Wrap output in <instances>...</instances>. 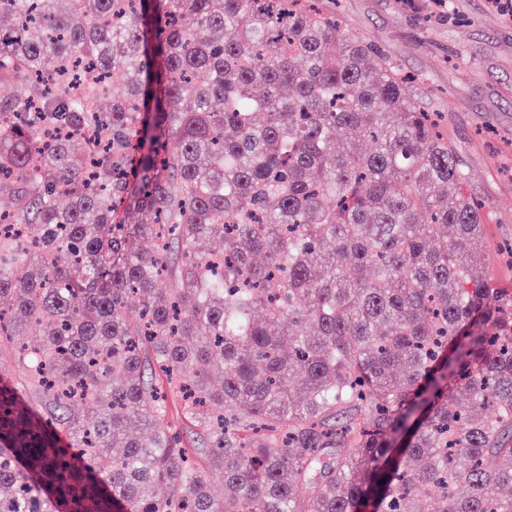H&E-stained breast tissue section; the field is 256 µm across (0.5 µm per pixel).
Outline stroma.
Returning <instances> with one entry per match:
<instances>
[{"instance_id": "35a3bbf8", "label": "stroma", "mask_w": 512, "mask_h": 512, "mask_svg": "<svg viewBox=\"0 0 512 512\" xmlns=\"http://www.w3.org/2000/svg\"><path fill=\"white\" fill-rule=\"evenodd\" d=\"M336 10L348 36L372 43L411 76L418 105L438 115L465 165L467 189L488 206L489 222L473 240L488 273L512 288V15L488 0H319Z\"/></svg>"}]
</instances>
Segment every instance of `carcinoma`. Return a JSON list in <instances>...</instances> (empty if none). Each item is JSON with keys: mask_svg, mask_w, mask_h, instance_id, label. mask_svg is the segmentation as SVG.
<instances>
[{"mask_svg": "<svg viewBox=\"0 0 512 512\" xmlns=\"http://www.w3.org/2000/svg\"><path fill=\"white\" fill-rule=\"evenodd\" d=\"M5 83L0 352L49 407L0 382V512H512L487 205L371 43L312 0H0Z\"/></svg>", "mask_w": 512, "mask_h": 512, "instance_id": "obj_1", "label": "carcinoma"}]
</instances>
